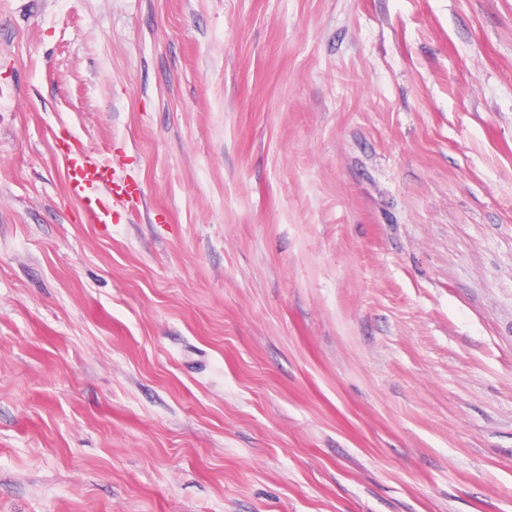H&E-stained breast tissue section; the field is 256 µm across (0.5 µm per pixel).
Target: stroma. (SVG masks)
<instances>
[{"label": "stroma", "instance_id": "stroma-1", "mask_svg": "<svg viewBox=\"0 0 512 512\" xmlns=\"http://www.w3.org/2000/svg\"><path fill=\"white\" fill-rule=\"evenodd\" d=\"M0 512H512V0H0ZM69 189L81 198L87 207L88 217L94 224H108L112 221V207L109 202L95 194V189L112 183L106 165L92 163L86 152L77 148L68 155Z\"/></svg>", "mask_w": 512, "mask_h": 512}]
</instances>
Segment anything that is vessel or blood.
<instances>
[{
  "label": "vessel or blood",
  "mask_w": 512,
  "mask_h": 512,
  "mask_svg": "<svg viewBox=\"0 0 512 512\" xmlns=\"http://www.w3.org/2000/svg\"><path fill=\"white\" fill-rule=\"evenodd\" d=\"M67 168L69 189L85 202L89 219L96 224L111 223L112 208L109 202L95 193L96 188L111 184L108 167L90 162L84 149L78 148L70 152Z\"/></svg>",
  "instance_id": "vessel-or-blood-1"
}]
</instances>
